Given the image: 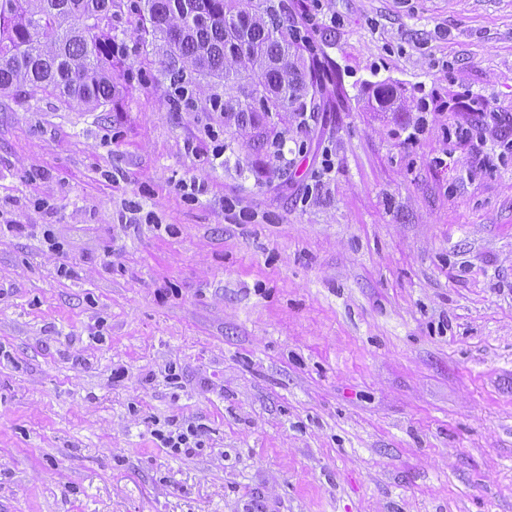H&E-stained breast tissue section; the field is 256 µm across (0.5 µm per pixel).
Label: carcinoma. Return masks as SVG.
Wrapping results in <instances>:
<instances>
[{"mask_svg": "<svg viewBox=\"0 0 512 512\" xmlns=\"http://www.w3.org/2000/svg\"><path fill=\"white\" fill-rule=\"evenodd\" d=\"M126 10L162 43L174 85L224 81V97L213 98L224 118L320 110L318 78L279 0H0V93H47L90 111L112 105L131 82L114 69L126 47L112 36V19Z\"/></svg>", "mask_w": 512, "mask_h": 512, "instance_id": "obj_1", "label": "carcinoma"}]
</instances>
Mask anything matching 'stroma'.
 I'll return each mask as SVG.
<instances>
[{"mask_svg": "<svg viewBox=\"0 0 512 512\" xmlns=\"http://www.w3.org/2000/svg\"><path fill=\"white\" fill-rule=\"evenodd\" d=\"M311 12L278 155L128 12L111 111L0 96V512H512V151L447 109L512 113V0ZM463 98L470 100L473 105L470 106V117L465 125H456L453 129L448 128V136L452 138V135L456 140L461 142H469L474 136H478L482 127L486 124V118H495L500 125H508L509 117H497L498 112H484L482 106H479V100L473 99L468 93L463 95ZM474 106V107H473ZM155 436L175 453H189L193 448H200L201 443L197 440V432L192 426H188L186 431H179L173 433L170 431L164 434L162 431H157Z\"/></svg>", "mask_w": 512, "mask_h": 512, "instance_id": "1", "label": "stroma"}]
</instances>
